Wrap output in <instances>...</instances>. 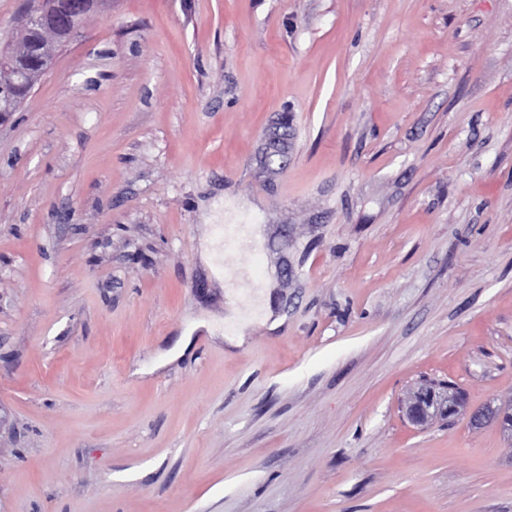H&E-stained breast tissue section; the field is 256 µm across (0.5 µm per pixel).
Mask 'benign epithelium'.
<instances>
[{
    "mask_svg": "<svg viewBox=\"0 0 512 512\" xmlns=\"http://www.w3.org/2000/svg\"><path fill=\"white\" fill-rule=\"evenodd\" d=\"M64 8L54 20L46 19L40 3L36 2L26 14L25 27L38 28L42 32V60L40 70L35 77H40L51 66L55 51L62 46L59 32L71 30L77 32L85 21L103 4V0H63ZM466 410V403L458 395L446 388L435 389L421 386L413 390L407 400L406 415L416 426H426L434 421L448 418L452 413L460 414ZM471 421L480 425L491 421L500 430L512 432V397L493 407L470 412Z\"/></svg>",
    "mask_w": 512,
    "mask_h": 512,
    "instance_id": "1",
    "label": "benign epithelium"
}]
</instances>
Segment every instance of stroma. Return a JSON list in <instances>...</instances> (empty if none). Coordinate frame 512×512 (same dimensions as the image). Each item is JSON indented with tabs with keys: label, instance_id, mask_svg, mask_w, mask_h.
<instances>
[{
	"label": "stroma",
	"instance_id": "1",
	"mask_svg": "<svg viewBox=\"0 0 512 512\" xmlns=\"http://www.w3.org/2000/svg\"><path fill=\"white\" fill-rule=\"evenodd\" d=\"M425 380L512 396V0H112L0 125V512H512ZM219 237L216 233H211L208 229H205L201 238L200 248L201 254L207 264L210 266L214 277L218 281H224V277L230 278L226 273V270L221 267L217 260V247L219 245ZM271 281L272 273L267 275L260 285L241 282L235 288H228L224 323L231 324L236 329L234 336H224V340L229 345L243 346L249 331L255 325L274 330L282 324L280 319L272 318L271 292L269 290ZM250 288L259 289L251 291ZM465 410L466 403L455 392L448 390V387H417L410 393L406 405L407 418L416 426H426L448 418L451 413L461 414Z\"/></svg>",
	"mask_w": 512,
	"mask_h": 512
}]
</instances>
